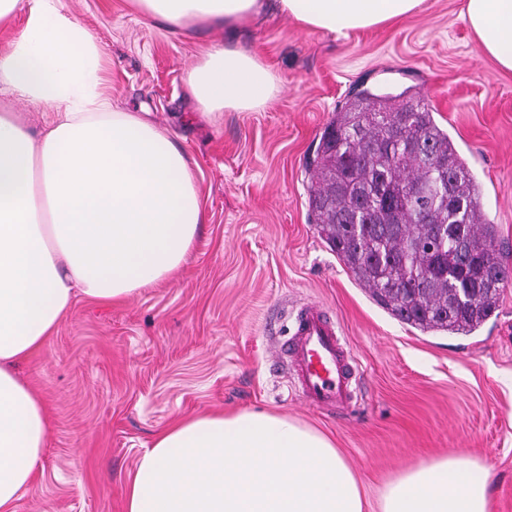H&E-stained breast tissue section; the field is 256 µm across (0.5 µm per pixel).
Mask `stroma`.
I'll use <instances>...</instances> for the list:
<instances>
[{
  "instance_id": "1",
  "label": "stroma",
  "mask_w": 512,
  "mask_h": 512,
  "mask_svg": "<svg viewBox=\"0 0 512 512\" xmlns=\"http://www.w3.org/2000/svg\"><path fill=\"white\" fill-rule=\"evenodd\" d=\"M109 60L112 104L171 127L199 183L196 243L167 282L113 304L76 299L17 366L49 434L14 512H126L140 455L175 421L264 411L329 434L368 501L431 456L486 466L492 512H512V284L468 335L402 324L358 284L313 224L308 188L326 125L355 93L425 100L483 188V215L512 267V71L483 54L464 0L337 36L267 8L235 31H174L127 0H61ZM256 52L280 80L252 112L210 121L185 93L204 47ZM307 303L329 310L362 372L343 416L299 397L273 355Z\"/></svg>"
}]
</instances>
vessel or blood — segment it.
Instances as JSON below:
<instances>
[{
    "instance_id": "vessel-or-blood-1",
    "label": "vessel or blood",
    "mask_w": 512,
    "mask_h": 512,
    "mask_svg": "<svg viewBox=\"0 0 512 512\" xmlns=\"http://www.w3.org/2000/svg\"><path fill=\"white\" fill-rule=\"evenodd\" d=\"M296 376V387L311 406L326 411L353 409L361 376L335 324L310 304L295 314L293 332L280 347Z\"/></svg>"
}]
</instances>
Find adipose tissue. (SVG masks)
Listing matches in <instances>:
<instances>
[{
    "label": "adipose tissue",
    "mask_w": 512,
    "mask_h": 512,
    "mask_svg": "<svg viewBox=\"0 0 512 512\" xmlns=\"http://www.w3.org/2000/svg\"><path fill=\"white\" fill-rule=\"evenodd\" d=\"M174 30L233 31L265 0H129ZM299 26L346 36L422 0H278ZM0 512L34 477L49 432L15 366L41 348L75 296L123 303L172 277L205 220L190 161L170 128L112 106L106 60L60 0H0ZM483 52L512 71V0H465ZM279 79L257 53L209 48L186 91L204 116L251 112ZM45 104L39 132L9 104ZM488 470L466 453L432 457L381 489L376 512H490ZM363 487L327 434L257 411L208 412L159 433L139 458L127 512H364Z\"/></svg>",
    "instance_id": "ef3b65f1"
}]
</instances>
